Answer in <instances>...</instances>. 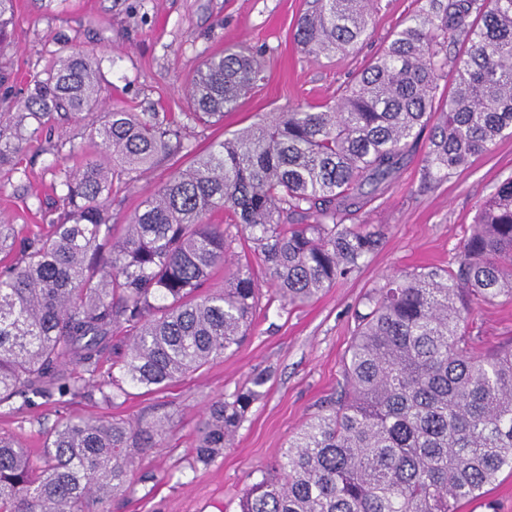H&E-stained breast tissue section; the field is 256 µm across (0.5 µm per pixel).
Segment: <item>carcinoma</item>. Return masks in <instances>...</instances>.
Returning <instances> with one entry per match:
<instances>
[{
  "instance_id": "1",
  "label": "carcinoma",
  "mask_w": 512,
  "mask_h": 512,
  "mask_svg": "<svg viewBox=\"0 0 512 512\" xmlns=\"http://www.w3.org/2000/svg\"><path fill=\"white\" fill-rule=\"evenodd\" d=\"M13 2L0 0V48ZM374 11L375 0H317L294 39L316 59L348 54L370 34ZM262 80L249 48L215 53L189 83L187 116L216 122ZM102 93L89 57L52 62L24 100L37 127L8 135L0 115V166ZM426 130V184L512 131V0H420L329 101L274 112L195 155L118 238L112 190L184 146L174 117L112 109L94 130L103 152L64 170L67 210L51 230L19 249L11 225L0 224V408L89 392L112 407L130 388L161 391L224 357L250 335L260 302L249 264L206 288L235 244L281 305L314 299L378 248L380 230L346 220L390 187ZM217 210L232 226L207 221ZM102 237L112 241L106 253ZM499 298L512 300V176L480 207L456 267L400 273L364 297L344 395L288 441L248 486L240 512H457L482 496L512 471V346L477 353L465 336L472 302ZM106 356L112 371L102 375ZM267 380L260 374L208 405L194 463L224 454ZM170 431L167 414L68 419L36 454L0 434V512H96L95 503L152 479L137 475L140 462Z\"/></svg>"
}]
</instances>
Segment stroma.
Masks as SVG:
<instances>
[{
    "instance_id": "obj_1",
    "label": "stroma",
    "mask_w": 512,
    "mask_h": 512,
    "mask_svg": "<svg viewBox=\"0 0 512 512\" xmlns=\"http://www.w3.org/2000/svg\"><path fill=\"white\" fill-rule=\"evenodd\" d=\"M313 0H15L8 27L10 43L0 51V112L20 113L26 87L43 78L52 57L83 53L100 59L104 101L83 118L40 131L18 166H0V220L17 237L46 233L60 214L54 185L73 165L70 149L94 156L99 140L92 124L116 107L135 112L187 111L186 87L204 58L247 45L265 63L260 90L240 100L223 121H185L183 141L191 152L163 160L138 173L130 188L113 193L112 221L128 223L142 201L194 154L223 140L266 113L327 101L385 45L418 7L416 0H379L375 24L357 51L316 59L297 46L294 26ZM427 141L410 149L391 187L353 216L356 224L379 228L382 240L361 268L318 299L287 309L272 303L260 312L249 338L209 367L163 391L131 390L125 402L106 409L96 399L68 398L64 404L36 400L19 412L0 410V433L11 434L32 451L42 446L41 430L63 418L103 414L134 421L154 412L173 415L172 431L143 460L153 480L134 494L100 504L102 512H239V500L261 470L271 467L289 437L322 406L336 399L343 363L355 330L361 299L387 277L420 267L455 266L459 246L470 234L479 205L512 176V136L447 180L425 185L420 160ZM469 342L487 353L512 343V302L475 303L468 318ZM259 373L267 374L262 397L230 447L216 462L193 468L195 429L214 399L230 396ZM458 512H512V473L502 472L482 498Z\"/></svg>"
}]
</instances>
